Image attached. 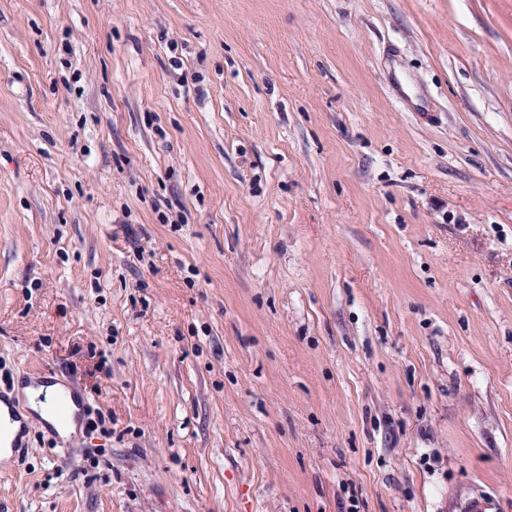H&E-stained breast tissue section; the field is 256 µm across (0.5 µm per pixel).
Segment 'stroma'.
Wrapping results in <instances>:
<instances>
[{"mask_svg":"<svg viewBox=\"0 0 512 512\" xmlns=\"http://www.w3.org/2000/svg\"><path fill=\"white\" fill-rule=\"evenodd\" d=\"M0 395V512H512V0H0ZM63 391V387L59 384H41L38 387L35 386H24L22 393L24 397L28 398L32 409L38 413V415L50 425H54L51 415L50 408L52 407L57 396ZM40 399L36 401V399ZM3 419V445L5 448H2L1 458L7 460L11 456L12 448H9L11 443L16 440V443L19 444L24 436V424L19 422V419L11 421L6 408L3 409Z\"/></svg>","mask_w":512,"mask_h":512,"instance_id":"obj_1","label":"stroma"}]
</instances>
